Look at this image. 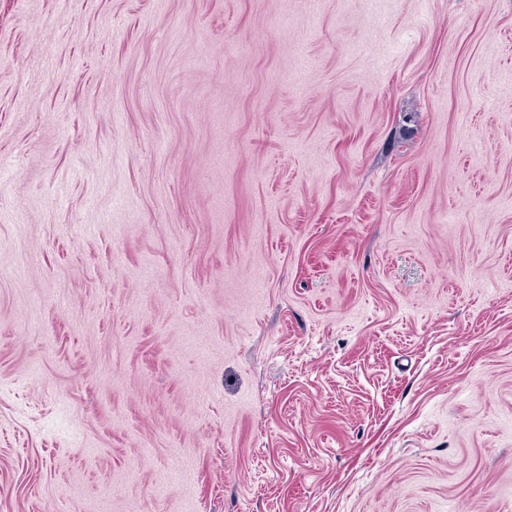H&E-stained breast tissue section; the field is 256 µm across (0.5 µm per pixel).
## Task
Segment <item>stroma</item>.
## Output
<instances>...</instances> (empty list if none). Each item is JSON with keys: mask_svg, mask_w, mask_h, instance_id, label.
<instances>
[{"mask_svg": "<svg viewBox=\"0 0 512 512\" xmlns=\"http://www.w3.org/2000/svg\"><path fill=\"white\" fill-rule=\"evenodd\" d=\"M0 512H512V0H0Z\"/></svg>", "mask_w": 512, "mask_h": 512, "instance_id": "1", "label": "stroma"}]
</instances>
